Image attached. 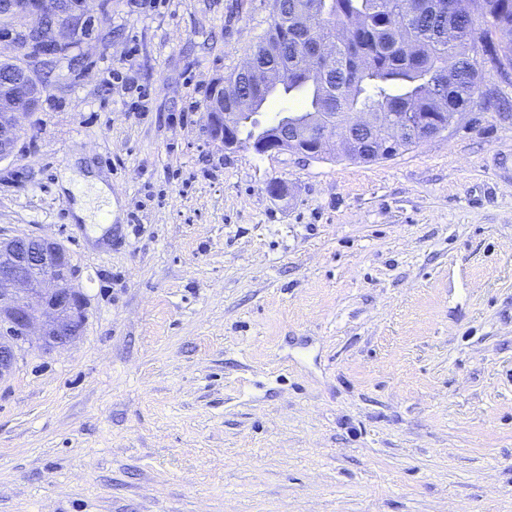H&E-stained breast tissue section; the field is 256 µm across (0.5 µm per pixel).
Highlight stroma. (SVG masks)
I'll use <instances>...</instances> for the list:
<instances>
[{
    "label": "stroma",
    "mask_w": 512,
    "mask_h": 512,
    "mask_svg": "<svg viewBox=\"0 0 512 512\" xmlns=\"http://www.w3.org/2000/svg\"><path fill=\"white\" fill-rule=\"evenodd\" d=\"M273 6L87 0L20 117L0 239L63 245L87 310L0 380V512H512V80L391 158L228 152L210 92Z\"/></svg>",
    "instance_id": "1"
}]
</instances>
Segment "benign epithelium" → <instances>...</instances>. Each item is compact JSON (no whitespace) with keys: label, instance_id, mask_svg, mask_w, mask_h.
<instances>
[{"label":"benign epithelium","instance_id":"7a95c632","mask_svg":"<svg viewBox=\"0 0 512 512\" xmlns=\"http://www.w3.org/2000/svg\"><path fill=\"white\" fill-rule=\"evenodd\" d=\"M0 9L25 17L34 14L38 23L6 33L7 41L22 61H7L0 68V160L9 158L16 140V117L34 111L44 95L39 80L40 62L56 60L70 47L59 33L77 39L94 27L85 0H3ZM221 81L207 107L204 133L226 150H252L257 154L292 152L321 159L356 132L377 136L375 116L359 112L336 124L334 112H281L270 124L251 113L252 96L230 91ZM235 102V111H224V101ZM256 119L252 139L240 138L243 119ZM72 260L67 250L50 239L0 240V379L16 361V349L36 334L48 348L65 346L80 334L86 320V299L71 284Z\"/></svg>","mask_w":512,"mask_h":512}]
</instances>
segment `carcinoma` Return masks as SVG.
<instances>
[{
    "mask_svg": "<svg viewBox=\"0 0 512 512\" xmlns=\"http://www.w3.org/2000/svg\"><path fill=\"white\" fill-rule=\"evenodd\" d=\"M445 2L424 0L414 16L408 0H279L257 54L285 76L278 89L258 93L252 111L281 95L301 112H391L402 145H411L424 119L445 122L475 102L481 74L469 57L473 43L512 65V0H471L477 17L467 6L445 12ZM333 38L336 59L315 83L303 56Z\"/></svg>",
    "mask_w": 512,
    "mask_h": 512,
    "instance_id": "obj_1",
    "label": "carcinoma"
}]
</instances>
